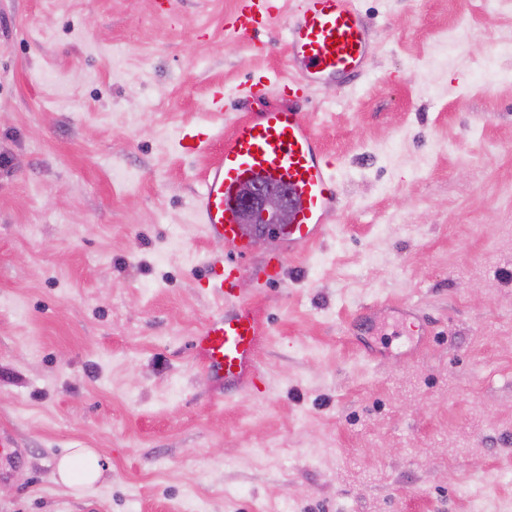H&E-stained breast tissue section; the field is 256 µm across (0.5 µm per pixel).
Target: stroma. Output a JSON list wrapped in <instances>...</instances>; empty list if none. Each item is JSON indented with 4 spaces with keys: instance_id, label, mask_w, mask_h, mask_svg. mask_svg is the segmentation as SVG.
<instances>
[{
    "instance_id": "1",
    "label": "stroma",
    "mask_w": 512,
    "mask_h": 512,
    "mask_svg": "<svg viewBox=\"0 0 512 512\" xmlns=\"http://www.w3.org/2000/svg\"><path fill=\"white\" fill-rule=\"evenodd\" d=\"M234 3L0 0V512H512V0H358L367 74L294 104L338 221L251 246L286 276L239 279L266 334L224 392L188 349L213 152L179 133L294 75L283 21L225 35ZM72 448L93 489L58 483ZM58 473L65 484H78L88 488L98 481L101 470L98 457L92 449L72 448L59 461Z\"/></svg>"
}]
</instances>
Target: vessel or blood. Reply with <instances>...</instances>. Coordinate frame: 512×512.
<instances>
[{"label": "vessel or blood", "instance_id": "1", "mask_svg": "<svg viewBox=\"0 0 512 512\" xmlns=\"http://www.w3.org/2000/svg\"><path fill=\"white\" fill-rule=\"evenodd\" d=\"M280 14L277 0H236L224 29L230 38L246 39ZM285 41L295 81L284 84L283 91L291 97L323 81L363 74L372 51L369 28L355 0H301L285 24ZM246 180L288 187L292 207L287 238L300 251L327 235L337 209L336 176L307 113L290 107L253 113L224 137L221 151L202 175L193 205L206 237L224 245L203 283L220 310L189 340L194 362L224 388L253 377L264 334L259 319L235 292L239 276L253 271L263 287L283 277L279 257L254 268L247 264L250 235L235 206L237 187Z\"/></svg>", "mask_w": 512, "mask_h": 512}]
</instances>
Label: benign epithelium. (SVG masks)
I'll return each mask as SVG.
<instances>
[{
  "mask_svg": "<svg viewBox=\"0 0 512 512\" xmlns=\"http://www.w3.org/2000/svg\"><path fill=\"white\" fill-rule=\"evenodd\" d=\"M237 204L247 222L275 233L287 228L290 193L284 187L248 181L242 183L236 194Z\"/></svg>",
  "mask_w": 512,
  "mask_h": 512,
  "instance_id": "1",
  "label": "benign epithelium"
}]
</instances>
